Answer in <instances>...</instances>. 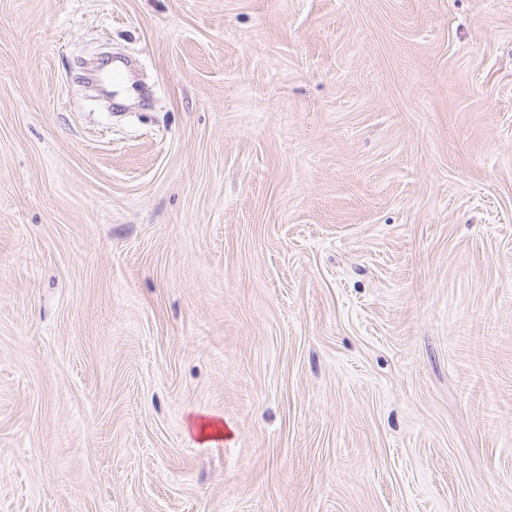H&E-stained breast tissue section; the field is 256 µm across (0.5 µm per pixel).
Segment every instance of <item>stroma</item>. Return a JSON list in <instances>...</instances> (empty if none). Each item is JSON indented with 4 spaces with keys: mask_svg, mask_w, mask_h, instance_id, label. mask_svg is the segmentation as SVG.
<instances>
[{
    "mask_svg": "<svg viewBox=\"0 0 512 512\" xmlns=\"http://www.w3.org/2000/svg\"><path fill=\"white\" fill-rule=\"evenodd\" d=\"M0 512H512V0H0Z\"/></svg>",
    "mask_w": 512,
    "mask_h": 512,
    "instance_id": "obj_1",
    "label": "stroma"
}]
</instances>
